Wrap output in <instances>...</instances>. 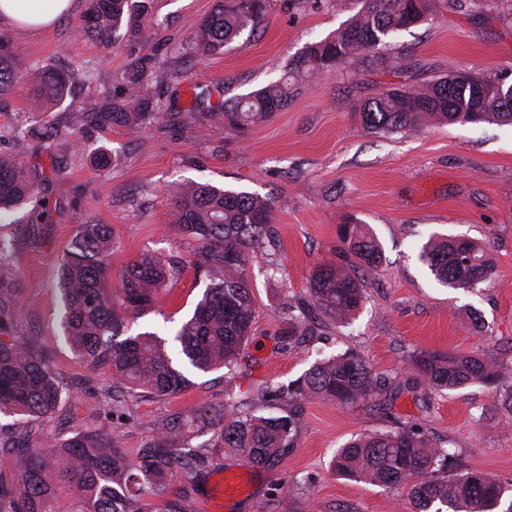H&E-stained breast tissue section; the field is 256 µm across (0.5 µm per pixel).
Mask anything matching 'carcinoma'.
I'll use <instances>...</instances> for the list:
<instances>
[{"mask_svg":"<svg viewBox=\"0 0 512 512\" xmlns=\"http://www.w3.org/2000/svg\"><path fill=\"white\" fill-rule=\"evenodd\" d=\"M84 31L108 40L119 31L146 45L152 40L148 17L156 0H85ZM439 0H362L356 17L336 34L314 46L294 63L301 68L328 69L368 52L387 36L422 21ZM271 0H216L210 15L178 47L184 56L213 55L267 15ZM152 58L143 56L131 67L125 94L99 98L88 94L75 121L95 120L135 131L154 116ZM24 59L8 32L0 31V101L17 87ZM72 75L51 67L31 80L33 109L44 112L72 95ZM505 79L460 70L420 88L390 89L360 108L362 125L375 132L408 133L429 121L512 124V97ZM291 96L284 78L250 93L234 104L211 103L208 90L194 91L205 115L239 134L272 117ZM36 180L23 158L0 152V218L29 203ZM273 205L255 194L193 181L178 191L173 223L199 243L188 261L143 252L121 272L119 287L108 292L104 281L112 253L105 224L85 223L65 250L60 264L64 327L73 351L91 368L112 369L114 386L126 390L111 397L108 414L127 413L131 390L154 396L174 395L190 380L167 352L166 340L141 333L118 336L123 318L117 307L144 309L154 294L185 267L202 274L207 286L192 317L172 337L179 355L193 369L207 373L228 368L249 340L254 318L247 271L248 253L269 239ZM338 235L345 252L370 269L381 252L367 226L341 224ZM420 258L442 283L469 288L487 279L493 261L486 246L468 240L429 239ZM314 304L323 315L340 322L352 318L363 302L355 270L322 265L309 284ZM288 339L297 343L314 329L288 311ZM415 379L429 390L453 391L474 383L503 384L502 364L453 351H420L409 356ZM389 382L373 372L357 354L345 351L314 362L286 388L270 387L268 397H289L284 416L242 412L237 403H200L167 415L156 436L140 449L139 463L127 462L117 435L84 427L49 441L34 422L56 412L65 391L54 353L29 338L14 335L10 309L0 301V414L13 421L0 425V456L15 460L17 476L0 475V512H53L51 502L61 486L75 492L74 512H141L144 497L179 472L199 475L208 465L193 441L211 434L216 451L231 448L262 468L273 470L295 448L300 403L313 398L354 406L387 392ZM452 454L434 444L415 425L373 433L345 444L336 454L335 469L358 481L387 487L408 485L416 512H494L504 496L495 478L469 471L453 479L434 473L448 469Z\"/></svg>","mask_w":512,"mask_h":512,"instance_id":"carcinoma-1","label":"carcinoma"}]
</instances>
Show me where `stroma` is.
Listing matches in <instances>:
<instances>
[{"instance_id":"stroma-1","label":"stroma","mask_w":512,"mask_h":512,"mask_svg":"<svg viewBox=\"0 0 512 512\" xmlns=\"http://www.w3.org/2000/svg\"><path fill=\"white\" fill-rule=\"evenodd\" d=\"M212 6L213 0H158L149 48L120 34L106 43L84 36L79 12L36 34H13L32 69L65 65L85 92L123 91L127 71L147 54L158 77L160 115L134 133L72 126L61 107L31 112L24 82L0 102V151L23 153L38 173L40 197L16 221L0 222V250L13 269L11 283L0 285V301L12 312L15 335L54 350L68 389L39 428L58 432L65 419L116 430L134 464L158 421L202 402L230 396L257 414H286V407L265 401L263 389L288 385L316 359L337 352H354L392 379L406 377L408 355L420 350H453L512 367V125L429 122L413 133L387 135L364 130L359 118L361 104L382 92L430 84L461 69L512 83V10L503 0L438 7L366 57L305 77L283 111L241 136L202 118L192 87L219 89L231 103L278 81L360 4L273 0L266 19L223 52L180 57L179 44ZM35 125L59 130L50 148L18 140L19 130ZM99 150L109 156L103 170L92 164ZM187 180L254 192L274 205L276 245L252 251L248 260L251 339L232 376L192 371L190 387L167 397L136 392L129 414L106 415L111 371H90L64 339L62 255L79 224L92 222L111 229L112 276L145 251L188 257L194 244L172 222L174 190ZM353 221L368 225L382 260L360 272L366 300L356 320L343 325L313 306L308 281L317 266L346 263L337 227ZM432 237L485 244L492 278L468 289L439 282L420 258ZM204 289L203 279L185 269L149 309L126 316L125 335L173 336ZM288 306L318 327L305 343L284 337ZM402 423L420 425L453 453L449 474L478 471L512 485V422L502 419L495 390L472 384L424 398L390 393L353 407L307 401L296 446L276 469L256 468L228 450L212 457L198 480L178 475L167 481L144 500L143 512L180 496L186 512H202V496L228 473L243 485L222 512H415L408 487L351 481L331 465L350 440Z\"/></svg>"}]
</instances>
